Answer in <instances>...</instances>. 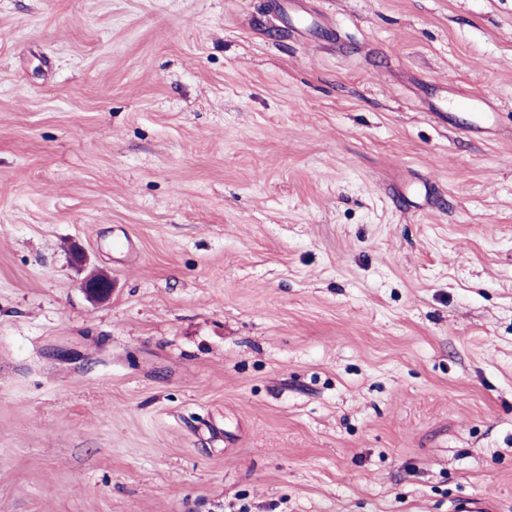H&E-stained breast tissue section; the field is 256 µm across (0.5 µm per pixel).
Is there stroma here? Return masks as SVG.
I'll use <instances>...</instances> for the list:
<instances>
[{"instance_id":"obj_1","label":"stroma","mask_w":512,"mask_h":512,"mask_svg":"<svg viewBox=\"0 0 512 512\" xmlns=\"http://www.w3.org/2000/svg\"><path fill=\"white\" fill-rule=\"evenodd\" d=\"M476 495L512 512V0H0V512ZM81 288L90 299L100 300L112 291V281L102 273H94L85 278Z\"/></svg>"}]
</instances>
